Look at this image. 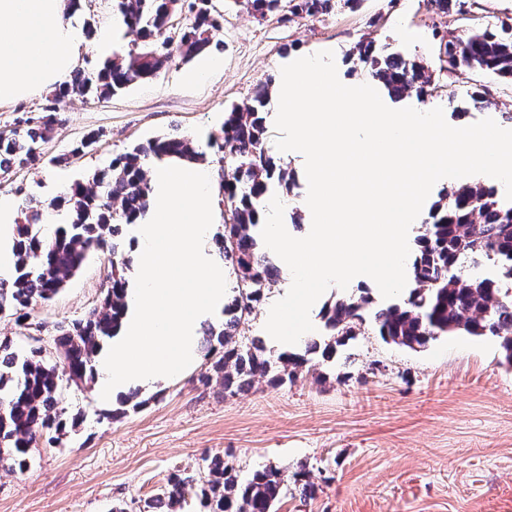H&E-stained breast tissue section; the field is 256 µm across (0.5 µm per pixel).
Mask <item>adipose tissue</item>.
Listing matches in <instances>:
<instances>
[{"label": "adipose tissue", "instance_id": "ef3b65f1", "mask_svg": "<svg viewBox=\"0 0 512 512\" xmlns=\"http://www.w3.org/2000/svg\"><path fill=\"white\" fill-rule=\"evenodd\" d=\"M83 43L77 0H0V106L66 81ZM220 209L207 162L154 164L148 207L137 219V278L102 353L108 368L98 382L102 400L196 363L199 325L223 310L226 297L223 263L204 246Z\"/></svg>", "mask_w": 512, "mask_h": 512}]
</instances>
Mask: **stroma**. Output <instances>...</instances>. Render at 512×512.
<instances>
[{
  "instance_id": "1",
  "label": "stroma",
  "mask_w": 512,
  "mask_h": 512,
  "mask_svg": "<svg viewBox=\"0 0 512 512\" xmlns=\"http://www.w3.org/2000/svg\"><path fill=\"white\" fill-rule=\"evenodd\" d=\"M223 14L221 67L206 81L189 82L191 63L173 59L152 81L107 100L72 97L42 146L45 157L67 153L90 132L97 142L83 156L57 166L25 168L0 184L18 212L46 209L63 187L85 181L119 154L149 139L180 133L205 148L226 111L251 104L256 89L276 79L282 59L325 46L336 49L340 81L367 78L353 53L373 42L375 53L421 62L431 93L398 100V107H442L447 122L464 127L484 118L512 129V83L475 70L441 75L443 37L512 23V0H476L462 14L432 12L427 0H360L337 4L314 21L259 18L244 6L213 0ZM491 101L477 104L475 92ZM265 118V144L292 173L291 191H278L284 225L305 237V157L275 145V115ZM110 266L99 254L52 300L32 305L27 325L0 315V341L42 347L56 361L54 328L100 307ZM209 362L139 388L143 409L126 411L124 395L104 405L96 383L63 385L58 410L77 418L61 443L34 449L25 472L0 468V512H145L170 473L199 474L205 456L221 452L241 477L268 465L293 476L303 470L319 487L315 498L289 492L277 512H512V365L494 336L457 332L410 349L384 342L373 324L338 347L332 359L312 354L291 383L256 384L230 397L207 381ZM120 411L107 419L109 410Z\"/></svg>"
}]
</instances>
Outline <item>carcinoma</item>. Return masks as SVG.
<instances>
[{"instance_id": "obj_1", "label": "carcinoma", "mask_w": 512, "mask_h": 512, "mask_svg": "<svg viewBox=\"0 0 512 512\" xmlns=\"http://www.w3.org/2000/svg\"><path fill=\"white\" fill-rule=\"evenodd\" d=\"M261 18L286 13L314 21L331 14L337 0H233ZM437 14L464 12L465 0H429ZM117 10L139 43L122 56L92 69H78L55 89L40 113L19 119L0 131V180H9L16 169L44 162L40 147L60 121L59 104L74 95L106 98L129 86L155 78L179 55L189 61L210 50H221L217 39L223 15L212 0H118ZM186 23L177 36L169 23L178 14ZM358 60L392 97L422 92L431 84L424 65L399 53L374 56L369 43L356 46ZM441 70L452 74L460 68L477 69L512 82V25L492 31L453 35L440 45ZM268 101V87L260 88L253 104L231 109L219 132L207 145L217 149L218 191L231 210L232 222L224 224L220 254L233 267L236 286L224 306V328L205 331L211 369L236 395L259 379L273 385L293 382L307 362V355L322 350L326 358L336 347L360 334L369 300L338 299L325 307L328 331L323 343L307 344L305 354H283L271 361L262 345L245 344L235 336L265 292L276 283V264L261 237L257 216L272 186L289 189L290 174L276 166L265 146L261 113ZM196 153L194 143L182 136L155 137L131 152L114 157L95 173L93 184L76 181L66 188L69 221L43 229L37 224L15 225L14 273L0 279V314L11 311L17 325L28 319L26 309L52 299L88 256L100 252L110 265L109 285L100 307L84 317L55 328L53 341L63 369L49 364L43 349L13 350L0 343V466L24 471L31 452L47 437L56 443L66 428L56 410L55 394L63 381L80 385L96 375V357L104 343L115 336L125 309L128 282L123 269L130 258L112 242L115 228L132 224L147 208V181L143 160ZM230 174H224V171ZM425 232L416 240L411 264L414 287L401 304L375 310L379 336L410 349L458 331L471 336H496L506 362L512 363V202L494 186L471 182L453 187L436 201L424 222ZM470 259L492 262L487 275L463 276L456 268ZM197 494L207 512H275L288 495V480L275 466L256 471L243 482L238 470L222 455L205 459V477L194 480L177 470L150 503L147 512H178L187 490Z\"/></svg>"}]
</instances>
